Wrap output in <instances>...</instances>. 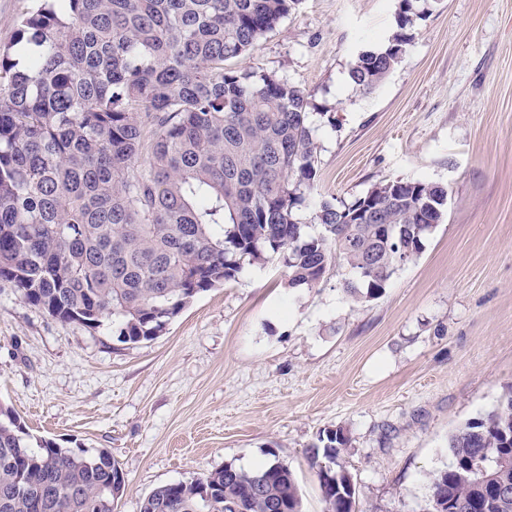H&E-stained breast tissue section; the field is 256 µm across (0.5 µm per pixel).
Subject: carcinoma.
<instances>
[{"instance_id": "cac0c4a2", "label": "carcinoma", "mask_w": 512, "mask_h": 512, "mask_svg": "<svg viewBox=\"0 0 512 512\" xmlns=\"http://www.w3.org/2000/svg\"><path fill=\"white\" fill-rule=\"evenodd\" d=\"M300 0H35L14 45L0 47V282L63 323L161 335L196 296L244 263L278 260L290 289L331 269L355 300L376 299L443 222L447 190L381 182L303 215L316 182L308 101L273 73L233 62ZM400 0L387 43L359 53L349 78L370 92L412 34ZM350 438L309 445L324 512H356L342 460ZM428 512H512V387L448 437ZM125 477L110 451L32 439L0 406V512H114ZM303 512L295 476L275 458L227 463L170 482L141 512Z\"/></svg>"}]
</instances>
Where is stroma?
Returning <instances> with one entry per match:
<instances>
[{
  "label": "stroma",
  "mask_w": 512,
  "mask_h": 512,
  "mask_svg": "<svg viewBox=\"0 0 512 512\" xmlns=\"http://www.w3.org/2000/svg\"><path fill=\"white\" fill-rule=\"evenodd\" d=\"M399 0H301L238 68L309 102L317 179L308 207L376 184L448 189L424 252L376 299L341 279L292 290L276 262L245 266L137 344L60 322L0 282V403L35 436L108 449L140 512L158 486L231 463L288 464L303 512H324L306 458L350 438L358 512H424L448 438L512 386V0H420L413 38L373 92L361 51L386 44Z\"/></svg>",
  "instance_id": "1"
}]
</instances>
